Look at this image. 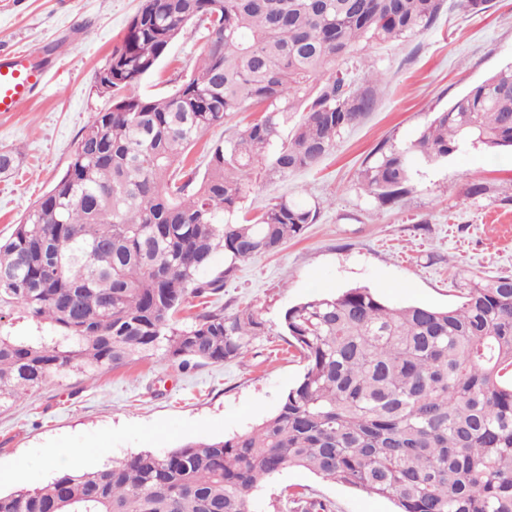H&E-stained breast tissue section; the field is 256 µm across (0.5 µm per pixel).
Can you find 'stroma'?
I'll list each match as a JSON object with an SVG mask.
<instances>
[{
  "label": "stroma",
  "mask_w": 512,
  "mask_h": 512,
  "mask_svg": "<svg viewBox=\"0 0 512 512\" xmlns=\"http://www.w3.org/2000/svg\"><path fill=\"white\" fill-rule=\"evenodd\" d=\"M139 0H0V53L27 50L46 77L17 112H0V150L18 155L0 175V239L63 175L91 117L110 107L95 74L109 59ZM176 40L139 91L172 93L195 68L204 30ZM381 73L374 112L345 130L316 169L286 176L257 169L241 215L253 220L272 198L316 207L304 235L277 252L239 263L213 298L225 313L251 306L265 332L239 361L181 367L164 351L125 366L54 377L0 410V492L57 477L43 460L70 451L69 470L101 468L142 451L233 436L274 413L304 364L288 344L285 311L309 298L367 287L392 305L459 304L473 273L512 272V151L470 145L415 164L411 190L383 201L359 172L380 144L416 139L435 112L512 63V0L486 13L446 0L436 22L417 35L365 50ZM484 194L470 195L472 184ZM327 502L331 512H392V503L293 468L254 497L256 512H288L282 490Z\"/></svg>",
  "instance_id": "obj_1"
}]
</instances>
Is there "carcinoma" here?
Masks as SVG:
<instances>
[{"instance_id":"cac0c4a2","label":"carcinoma","mask_w":512,"mask_h":512,"mask_svg":"<svg viewBox=\"0 0 512 512\" xmlns=\"http://www.w3.org/2000/svg\"><path fill=\"white\" fill-rule=\"evenodd\" d=\"M444 0H140L112 50V105L84 127L65 173L0 243V305L46 329L0 325V408L52 376L116 368L162 349L189 361L246 357L265 324L249 307L190 297L224 289L237 263L278 251L319 211L279 197L236 221L262 163L285 176L318 167L342 131L377 105L354 57L414 35ZM206 41L172 94L142 80L193 21ZM259 116L208 148L202 173L185 151L236 112ZM300 118L282 131L295 114ZM512 149V64L436 113L404 148H379L361 179L395 199L415 159L468 143ZM224 273L203 279L214 254ZM306 362L261 423L224 440L140 452L0 494V512H254L251 494L289 468L390 500L395 512H512V274L475 273L452 307L389 306L368 288L315 297L284 314ZM289 512H329L283 490Z\"/></svg>"}]
</instances>
